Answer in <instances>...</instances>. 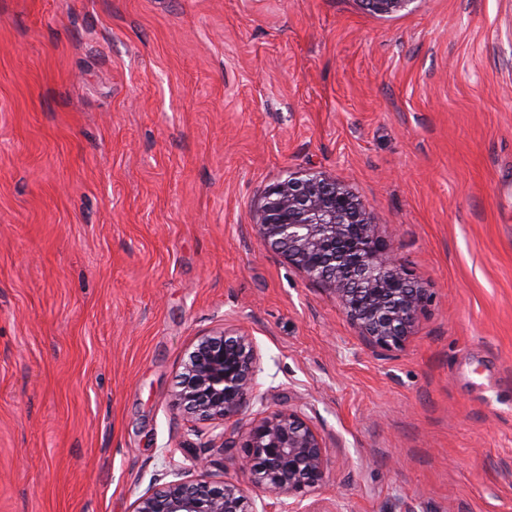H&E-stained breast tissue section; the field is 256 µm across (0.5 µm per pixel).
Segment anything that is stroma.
Masks as SVG:
<instances>
[{
    "label": "stroma",
    "mask_w": 512,
    "mask_h": 512,
    "mask_svg": "<svg viewBox=\"0 0 512 512\" xmlns=\"http://www.w3.org/2000/svg\"><path fill=\"white\" fill-rule=\"evenodd\" d=\"M307 167L427 289L401 349L256 235ZM222 327L323 439L310 512H512V0H0V512L240 480L174 401Z\"/></svg>",
    "instance_id": "1"
}]
</instances>
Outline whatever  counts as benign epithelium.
Masks as SVG:
<instances>
[{
  "mask_svg": "<svg viewBox=\"0 0 512 512\" xmlns=\"http://www.w3.org/2000/svg\"><path fill=\"white\" fill-rule=\"evenodd\" d=\"M361 2L374 14H391L414 0ZM376 224L346 185L304 169L266 191L253 227L266 246L324 285L373 347L392 351L403 346L429 294L383 243ZM259 372L246 330L222 328L197 338L183 362L176 405L214 424L222 442L226 424L234 423L242 441L235 465L244 481L213 480L208 462L197 457L195 475L185 478L171 462L166 474L173 479L146 491L132 512H305L303 497L328 479L323 439L302 410L265 409ZM254 409L252 420L240 425Z\"/></svg>",
  "mask_w": 512,
  "mask_h": 512,
  "instance_id": "7a95c632",
  "label": "benign epithelium"
}]
</instances>
